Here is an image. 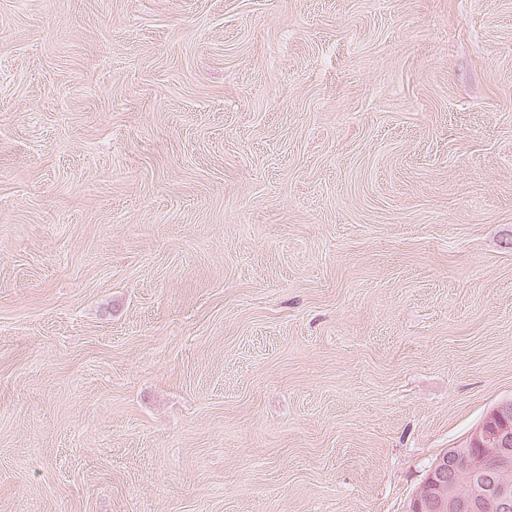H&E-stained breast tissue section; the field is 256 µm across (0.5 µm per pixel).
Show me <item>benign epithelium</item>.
Instances as JSON below:
<instances>
[{
    "label": "benign epithelium",
    "instance_id": "obj_1",
    "mask_svg": "<svg viewBox=\"0 0 512 512\" xmlns=\"http://www.w3.org/2000/svg\"><path fill=\"white\" fill-rule=\"evenodd\" d=\"M479 443L441 454L409 512H512V398L468 436Z\"/></svg>",
    "mask_w": 512,
    "mask_h": 512
}]
</instances>
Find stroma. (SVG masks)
<instances>
[{"label":"stroma","mask_w":512,"mask_h":512,"mask_svg":"<svg viewBox=\"0 0 512 512\" xmlns=\"http://www.w3.org/2000/svg\"><path fill=\"white\" fill-rule=\"evenodd\" d=\"M512 398V0H0V512H407Z\"/></svg>","instance_id":"stroma-1"}]
</instances>
